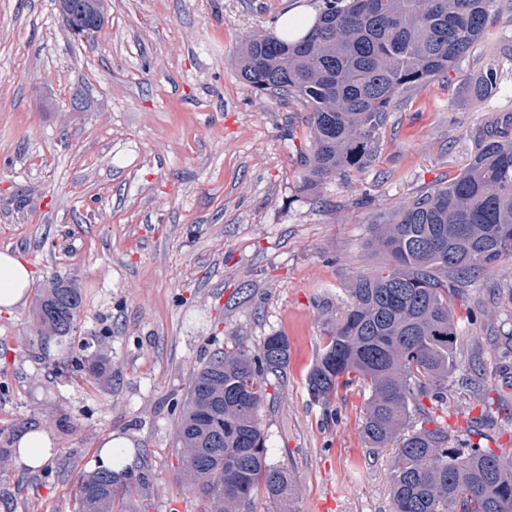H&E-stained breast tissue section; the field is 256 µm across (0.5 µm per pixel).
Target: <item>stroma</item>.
Masks as SVG:
<instances>
[{"mask_svg": "<svg viewBox=\"0 0 512 512\" xmlns=\"http://www.w3.org/2000/svg\"><path fill=\"white\" fill-rule=\"evenodd\" d=\"M321 0H106L93 40L73 39L54 0H0V250L32 274L23 306L0 311V512H76L74 483L121 434L118 460L142 481L130 512H202L177 479L176 427L194 371L225 343L258 350L287 336L288 370L260 411L272 462L296 483L292 512H392L394 449L369 455L366 391L311 402L306 376L349 305L377 211L464 169L493 121L512 117V73L482 102L462 82L512 41L499 27L455 71L397 101L360 171L301 186L309 149L300 105L255 92L235 55L275 35L282 15ZM84 288L76 339L100 337L112 382L89 384L32 321L40 288ZM456 374L490 407L449 389L443 425L480 419L473 444L512 453V259L461 291ZM46 430L51 459L31 471L15 441Z\"/></svg>", "mask_w": 512, "mask_h": 512, "instance_id": "obj_1", "label": "stroma"}]
</instances>
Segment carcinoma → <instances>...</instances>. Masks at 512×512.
I'll return each mask as SVG.
<instances>
[{"label":"carcinoma","mask_w":512,"mask_h":512,"mask_svg":"<svg viewBox=\"0 0 512 512\" xmlns=\"http://www.w3.org/2000/svg\"><path fill=\"white\" fill-rule=\"evenodd\" d=\"M511 23L512 0H322L304 37L254 35L236 64L257 92L309 112L301 179L315 188L372 158L403 93L448 75L493 27ZM509 65L505 44L468 79L469 97L492 96ZM370 247L386 261L349 281V309L326 330L306 378L311 401L327 409L355 382L368 391L366 448L375 455L398 441L393 512H512V454L452 447L459 435L435 423L433 410L447 402L456 370L461 286L512 259V120L489 125L457 176L390 216L379 212ZM82 304L74 279L42 288L33 311L41 338L72 351ZM80 347L94 349L71 356L85 381L111 383L103 350L88 340ZM288 359V337L273 334L256 352L225 346L192 376L177 421L178 479L208 512H255L259 492L289 501L292 479L269 461L259 418L269 376L284 377ZM136 484L127 469L83 473L79 512H128Z\"/></svg>","instance_id":"carcinoma-1"}]
</instances>
